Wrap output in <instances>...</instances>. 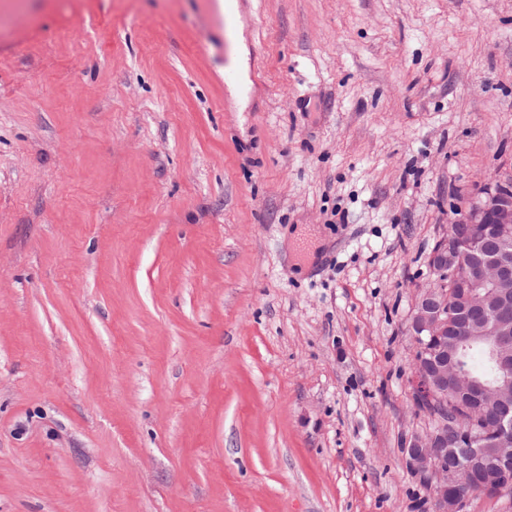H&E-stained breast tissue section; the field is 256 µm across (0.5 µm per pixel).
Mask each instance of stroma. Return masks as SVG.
Returning a JSON list of instances; mask_svg holds the SVG:
<instances>
[{
    "label": "stroma",
    "mask_w": 512,
    "mask_h": 512,
    "mask_svg": "<svg viewBox=\"0 0 512 512\" xmlns=\"http://www.w3.org/2000/svg\"><path fill=\"white\" fill-rule=\"evenodd\" d=\"M512 179V0H0V512H432L407 332Z\"/></svg>",
    "instance_id": "35a3bbf8"
}]
</instances>
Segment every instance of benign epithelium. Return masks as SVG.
Listing matches in <instances>:
<instances>
[{"instance_id":"7a95c632","label":"benign epithelium","mask_w":512,"mask_h":512,"mask_svg":"<svg viewBox=\"0 0 512 512\" xmlns=\"http://www.w3.org/2000/svg\"><path fill=\"white\" fill-rule=\"evenodd\" d=\"M433 285L416 297L409 335L414 337L415 398L433 406L431 426L409 437L404 448L409 472L427 488L433 512H462L467 493L512 495V393L460 371L457 338L492 336L503 382L512 380V181L484 187L453 209L446 233L428 257ZM460 274L456 322L448 323V290L439 279ZM454 386L493 412L490 430L480 434L448 416L443 398Z\"/></svg>"}]
</instances>
